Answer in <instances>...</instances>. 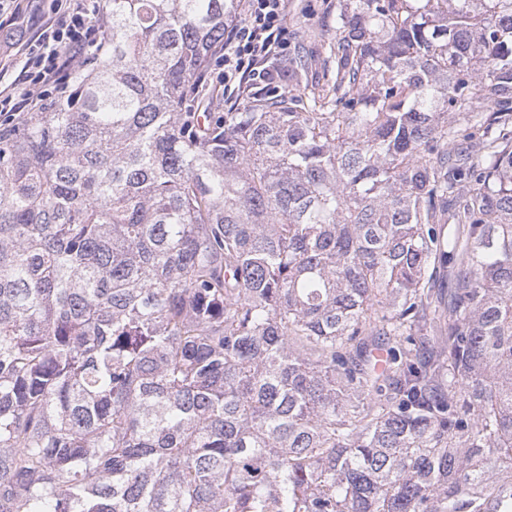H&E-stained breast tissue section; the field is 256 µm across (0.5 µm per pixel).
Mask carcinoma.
Wrapping results in <instances>:
<instances>
[{
  "label": "carcinoma",
  "instance_id": "obj_1",
  "mask_svg": "<svg viewBox=\"0 0 512 512\" xmlns=\"http://www.w3.org/2000/svg\"><path fill=\"white\" fill-rule=\"evenodd\" d=\"M340 2L218 115L240 0H106L0 130V512H512V0Z\"/></svg>",
  "mask_w": 512,
  "mask_h": 512
}]
</instances>
